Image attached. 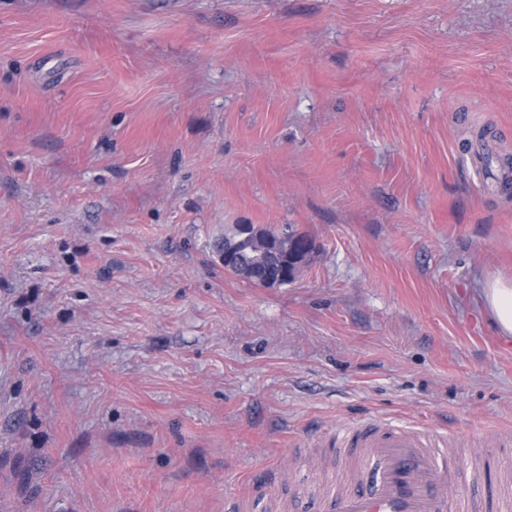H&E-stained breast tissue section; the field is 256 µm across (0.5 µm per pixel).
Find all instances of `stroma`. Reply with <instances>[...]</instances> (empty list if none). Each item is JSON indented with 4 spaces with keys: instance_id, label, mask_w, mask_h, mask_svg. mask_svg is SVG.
Here are the masks:
<instances>
[{
    "instance_id": "stroma-1",
    "label": "stroma",
    "mask_w": 512,
    "mask_h": 512,
    "mask_svg": "<svg viewBox=\"0 0 512 512\" xmlns=\"http://www.w3.org/2000/svg\"><path fill=\"white\" fill-rule=\"evenodd\" d=\"M512 0H0V512H252L347 429L512 435ZM235 224L316 243L288 284ZM243 260L255 269L256 275L251 280L255 284L264 286L263 281L268 275L267 273H275V268L269 265L266 253L247 250L243 255ZM484 289L487 309L500 333L512 337V281L498 279Z\"/></svg>"
}]
</instances>
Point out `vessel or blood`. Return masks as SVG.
Masks as SVG:
<instances>
[{
    "mask_svg": "<svg viewBox=\"0 0 512 512\" xmlns=\"http://www.w3.org/2000/svg\"><path fill=\"white\" fill-rule=\"evenodd\" d=\"M343 443V472L320 489L317 512H459L448 495L460 479L457 449L391 425L347 431Z\"/></svg>",
    "mask_w": 512,
    "mask_h": 512,
    "instance_id": "b4317fda",
    "label": "vessel or blood"
}]
</instances>
